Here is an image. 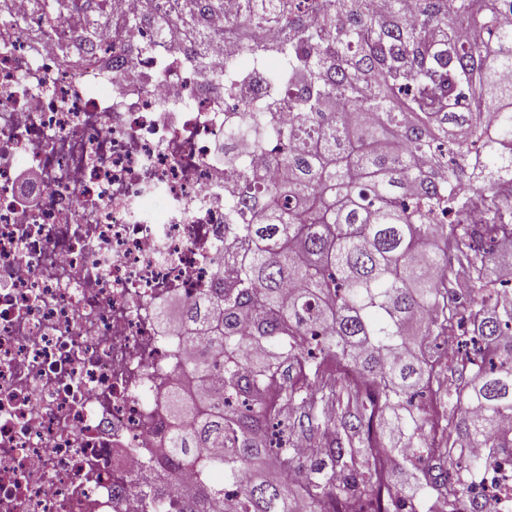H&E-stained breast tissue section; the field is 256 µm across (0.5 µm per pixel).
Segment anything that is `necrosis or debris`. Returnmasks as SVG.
I'll return each instance as SVG.
<instances>
[{
    "instance_id": "necrosis-or-debris-1",
    "label": "necrosis or debris",
    "mask_w": 512,
    "mask_h": 512,
    "mask_svg": "<svg viewBox=\"0 0 512 512\" xmlns=\"http://www.w3.org/2000/svg\"><path fill=\"white\" fill-rule=\"evenodd\" d=\"M92 2L61 0L51 29L39 7L0 8V512H151V493L192 490L190 469L155 476L170 391L194 385V351L158 311L224 272V202L241 183L217 140L287 178L272 151L224 135L272 93L261 71L226 90L241 43L225 37L201 73L157 27L76 26ZM40 30L58 52H32ZM23 169L37 175L25 187ZM468 479L512 512V458Z\"/></svg>"
}]
</instances>
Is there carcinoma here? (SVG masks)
<instances>
[{
	"instance_id": "carcinoma-1",
	"label": "carcinoma",
	"mask_w": 512,
	"mask_h": 512,
	"mask_svg": "<svg viewBox=\"0 0 512 512\" xmlns=\"http://www.w3.org/2000/svg\"><path fill=\"white\" fill-rule=\"evenodd\" d=\"M242 3L254 68L281 67L241 133L288 180L224 157L243 186L229 274L173 326L205 380L169 397L170 467L199 475L178 512H419L389 488L398 456L426 512H456L482 466L465 449H512V0H419L412 22L405 0ZM299 440L322 458L302 465Z\"/></svg>"
}]
</instances>
